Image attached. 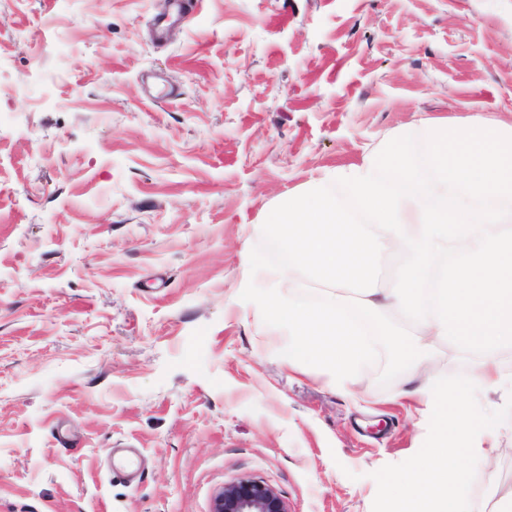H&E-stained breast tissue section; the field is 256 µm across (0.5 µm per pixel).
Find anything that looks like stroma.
Instances as JSON below:
<instances>
[{"mask_svg":"<svg viewBox=\"0 0 512 512\" xmlns=\"http://www.w3.org/2000/svg\"><path fill=\"white\" fill-rule=\"evenodd\" d=\"M0 0V512H372L429 420L242 301L269 211L419 114L512 123V0ZM488 479L512 489V425ZM212 512H288L284 501L270 486L244 480L224 487L213 502Z\"/></svg>","mask_w":512,"mask_h":512,"instance_id":"obj_1","label":"stroma"}]
</instances>
